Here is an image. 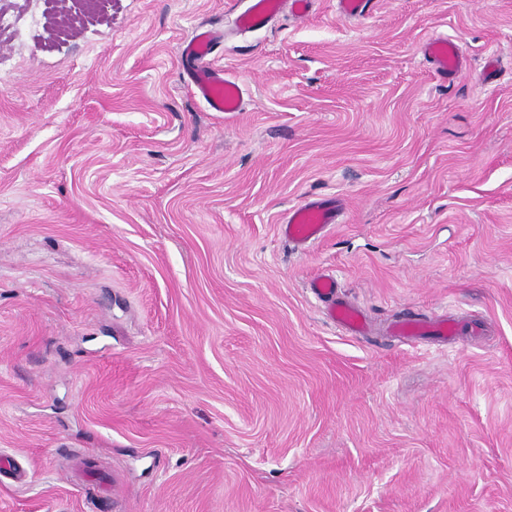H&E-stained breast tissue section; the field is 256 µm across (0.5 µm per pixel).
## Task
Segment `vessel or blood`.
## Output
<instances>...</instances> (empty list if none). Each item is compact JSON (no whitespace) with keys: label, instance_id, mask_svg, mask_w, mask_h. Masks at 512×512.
Wrapping results in <instances>:
<instances>
[{"label":"vessel or blood","instance_id":"obj_1","mask_svg":"<svg viewBox=\"0 0 512 512\" xmlns=\"http://www.w3.org/2000/svg\"><path fill=\"white\" fill-rule=\"evenodd\" d=\"M280 0H251L250 5L236 18V24L243 30H257L264 27L277 12ZM218 31L211 28L196 30L181 51L186 63V73L195 94L203 99L215 112H238L244 104L246 90L229 75L213 70L208 57L219 40ZM426 55L440 76L456 72L460 67V54L451 41L437 39L428 43ZM341 204L332 199H313L289 209L279 226L281 236L288 242L305 245L325 235L330 224L336 223ZM309 288L322 302L326 303L330 319L346 332L357 335L364 333L365 316L361 309L338 296V283L334 276L320 274L314 277ZM394 335L410 340L429 333L443 338H453L456 324L444 316L429 320L404 318L394 323Z\"/></svg>","mask_w":512,"mask_h":512}]
</instances>
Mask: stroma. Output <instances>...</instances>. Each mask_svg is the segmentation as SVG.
<instances>
[{
    "label": "stroma",
    "mask_w": 512,
    "mask_h": 512,
    "mask_svg": "<svg viewBox=\"0 0 512 512\" xmlns=\"http://www.w3.org/2000/svg\"><path fill=\"white\" fill-rule=\"evenodd\" d=\"M239 11L0 0V512H512V0ZM200 25L242 111L190 89ZM279 0H251L250 5L236 18L242 30H258L264 27L279 9ZM426 55L434 65L437 73L444 78H447L448 74H452L460 68L459 49L446 38L429 42L426 48ZM341 208L337 199H313L293 207L279 226L280 235L297 245L314 243L323 238L330 224H337ZM309 288L319 300L327 304L328 315L338 326L353 335L365 332L363 311L339 298L336 277L319 274L309 282ZM392 331L395 336H400L405 340L429 333L450 339L456 335V324L446 316H436L429 320L404 318L394 323Z\"/></svg>",
    "instance_id": "1"
}]
</instances>
